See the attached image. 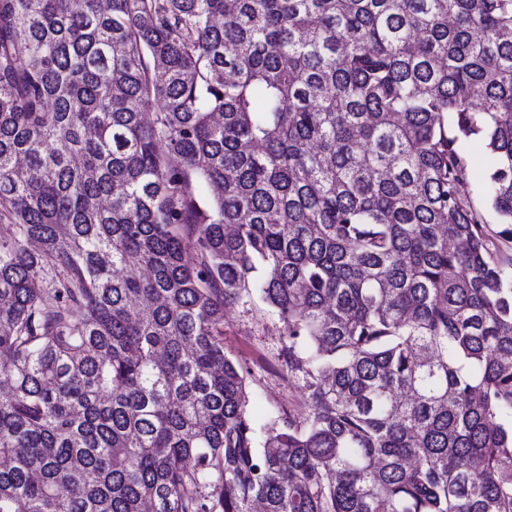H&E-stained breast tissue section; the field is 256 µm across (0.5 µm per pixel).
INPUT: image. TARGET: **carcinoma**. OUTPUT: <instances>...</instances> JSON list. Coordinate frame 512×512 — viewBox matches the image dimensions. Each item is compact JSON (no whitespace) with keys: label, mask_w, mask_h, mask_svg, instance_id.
I'll list each match as a JSON object with an SVG mask.
<instances>
[{"label":"carcinoma","mask_w":512,"mask_h":512,"mask_svg":"<svg viewBox=\"0 0 512 512\" xmlns=\"http://www.w3.org/2000/svg\"><path fill=\"white\" fill-rule=\"evenodd\" d=\"M500 242L512 0H0V512H512ZM460 148L467 156L471 169L470 181L467 185L468 195L474 204L485 212L490 226L494 230H498L496 216L487 207L479 189L489 166V155L478 139L463 140L460 142ZM281 347L280 324L259 300L226 308L224 349L251 372V410L257 420L283 410L304 411L302 382L281 365Z\"/></svg>","instance_id":"obj_1"}]
</instances>
